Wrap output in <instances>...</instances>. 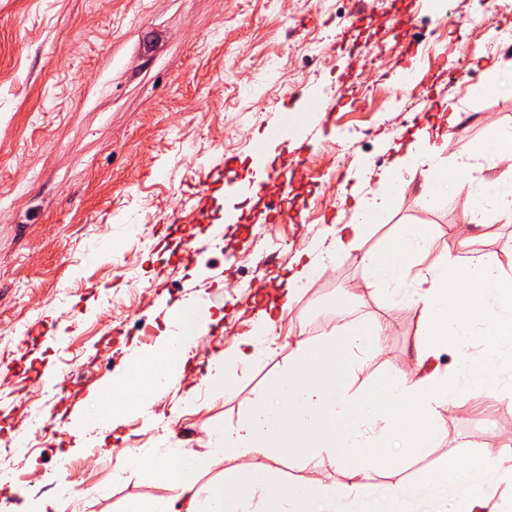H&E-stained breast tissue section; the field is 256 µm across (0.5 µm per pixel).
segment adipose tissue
<instances>
[{
	"label": "adipose tissue",
	"instance_id": "adipose-tissue-1",
	"mask_svg": "<svg viewBox=\"0 0 512 512\" xmlns=\"http://www.w3.org/2000/svg\"><path fill=\"white\" fill-rule=\"evenodd\" d=\"M448 148L447 135H435L423 148L408 152L401 162L421 168L424 191L432 197L452 198L466 193L477 214L493 211L496 220L512 223V131L505 130L488 141L472 146L478 156H487L505 166L510 179L488 185L484 181L457 177L449 179L441 155ZM403 184L394 180L373 196L358 198L355 223L347 225L349 234L359 235L364 226L377 222L392 197ZM405 245L394 262L376 254L362 259L367 287L384 291L400 284L407 274H414L418 286L406 297L410 307L421 313V332L413 348L416 363H424L451 347H464L474 325H482L485 336L480 359L460 356L455 379L430 374L397 371L383 384L387 406L403 403L411 413L407 447L424 448L435 440L444 413L454 412L466 402L492 398L512 404V387L502 385L494 373L512 363V259L507 263L462 262L448 255L440 268L420 270V256L434 245L425 230H408ZM446 304L442 318H435L433 308ZM174 330L153 354L133 365L126 377L112 386V407L127 399L145 401L161 379L178 375L174 358H185L191 330L211 321L208 306L178 310L171 315ZM366 332L358 327L331 333L315 345L298 342L292 364L273 389L262 396L236 430L216 432L213 451L217 454L263 452L271 448H300L305 468L314 472L310 483H288L267 472L244 467L235 481L220 482L207 490L197 488L189 472L202 470L205 461L172 448L163 454L144 457L132 453L129 462L147 468L152 477L169 484L172 495L153 501L135 503L131 512H253L260 503L262 512H313V505L324 512H365L376 500L379 489L368 480L371 450L392 426L386 414L358 417L354 409L359 396L351 382V373L359 353L369 350ZM356 458L346 483L327 486L317 480L326 460ZM467 466L473 482L484 475L512 484V452L486 448L464 456L461 462H448L431 470L415 484L398 485L384 493L396 506V512H417L419 500L444 489L436 512H476L480 505L470 490L460 488L451 474L457 465Z\"/></svg>",
	"mask_w": 512,
	"mask_h": 512
}]
</instances>
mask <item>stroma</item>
I'll use <instances>...</instances> for the list:
<instances>
[{
  "mask_svg": "<svg viewBox=\"0 0 512 512\" xmlns=\"http://www.w3.org/2000/svg\"><path fill=\"white\" fill-rule=\"evenodd\" d=\"M512 13L492 16L487 0H0V512H128L169 495L168 485L127 466L131 452L177 446L207 458L199 487L233 476L236 456L211 455L215 430H230L287 371L319 303L338 305L337 329L381 325L384 334L356 366L353 386L369 411L386 409L379 386L395 358L410 354L420 312L404 294L363 287L361 259L391 257L405 228L429 225L435 269L445 254L464 261L512 256V223L491 221L459 243L470 218L465 195L423 194L421 169L334 271L305 281L280 316L276 347L259 344L265 311L279 303L298 257L323 256L333 228L351 223L360 195L379 190L398 149L439 124L453 104L461 120L448 160L512 128V52L501 43ZM378 65L384 84L361 90L356 70ZM496 87L475 96L487 68ZM289 122L287 145L267 142ZM267 142L270 164L306 160L301 182L281 203L284 224L264 240L251 232L253 197L265 171L254 147ZM197 151H187L188 143ZM234 157L236 183L210 188L205 223L175 224L174 210L196 203L198 174ZM196 235L205 250L187 256ZM272 277L275 290L256 287ZM217 304L216 324L200 328L187 353L190 372L156 388L147 405L120 413L95 405L167 336L174 310ZM256 356L230 382L209 359L234 361L247 342ZM57 370L75 378L59 400L37 380ZM25 385L40 422L30 449L11 447ZM97 408L84 445L73 422ZM389 410V409H386ZM393 428L373 454L379 489L415 483L448 459L496 447L512 434V406L468 401L445 419L424 452L405 447V407L389 410ZM262 470L306 482L301 454H252ZM73 483L80 496L68 498Z\"/></svg>",
  "mask_w": 512,
  "mask_h": 512,
  "instance_id": "stroma-1",
  "label": "stroma"
}]
</instances>
